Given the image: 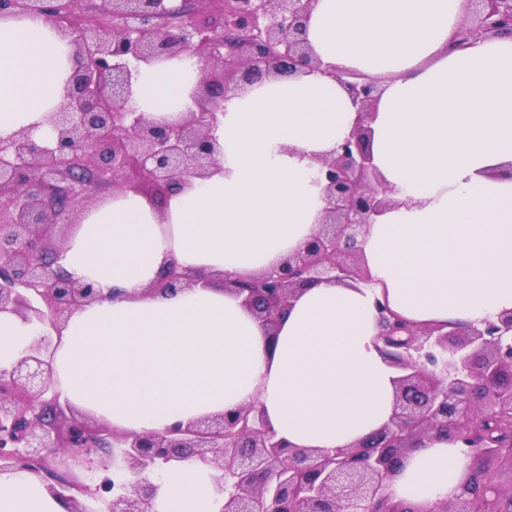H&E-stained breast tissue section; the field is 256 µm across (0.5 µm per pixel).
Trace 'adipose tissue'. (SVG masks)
I'll use <instances>...</instances> for the list:
<instances>
[{"label": "adipose tissue", "mask_w": 512, "mask_h": 512, "mask_svg": "<svg viewBox=\"0 0 512 512\" xmlns=\"http://www.w3.org/2000/svg\"><path fill=\"white\" fill-rule=\"evenodd\" d=\"M468 0H319L306 38L323 64L379 78L373 163L394 203L360 241L369 282L305 288L267 333L225 277L276 265L317 230L310 174L357 114L332 76L269 78L224 104L208 177L163 207L133 191L86 207L61 263L93 284L52 355L63 398L112 429L139 434L255 405L298 449L346 448L389 424L399 376L380 351L376 304L412 324H480L512 311V35L449 41ZM132 107L157 121L195 110L197 60L136 61ZM73 48L43 18L0 15V139L48 141ZM209 279L176 293L151 286L169 264ZM38 328L0 313V366ZM469 470L458 444L430 442L391 480L393 501L434 512ZM217 471L191 459L154 480L150 512H219ZM0 512H63L42 480L0 475Z\"/></svg>", "instance_id": "ef3b65f1"}]
</instances>
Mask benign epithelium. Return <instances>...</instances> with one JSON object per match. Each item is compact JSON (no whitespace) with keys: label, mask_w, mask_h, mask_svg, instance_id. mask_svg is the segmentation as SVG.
<instances>
[{"label":"benign epithelium","mask_w":512,"mask_h":512,"mask_svg":"<svg viewBox=\"0 0 512 512\" xmlns=\"http://www.w3.org/2000/svg\"><path fill=\"white\" fill-rule=\"evenodd\" d=\"M317 0H225L224 33L192 21L189 0H99L112 27L67 29L75 0H0V9L38 16L70 38L76 66L54 138L38 143L21 130L0 140V312L39 327L24 356L0 367V460L45 483L65 512H148L159 485L150 475L195 457L222 472L221 512H416L389 501L386 488L426 440L459 442L469 474L434 512H502L501 492L483 461H512V425L488 437L485 423L512 420V312L480 326L415 327L376 303L383 352L398 379L389 424L348 448L297 450L279 439L253 406L229 410L161 433H118L60 399L48 353L72 310L103 300L58 264L59 238L72 227L109 172L112 187L167 195L180 181L203 178L219 154L211 131L223 103L270 77L322 68L305 29ZM452 48L478 35L512 34V0H469ZM187 56L202 77L197 110L159 123L130 107V60ZM358 112L336 155L323 159L317 183L324 202L317 231L277 266L229 281L267 330L298 292L321 282L370 281L358 242L373 216L392 204V188L372 163L368 126L379 79L336 72ZM207 284L170 265L156 288L175 292Z\"/></svg>","instance_id":"obj_1"}]
</instances>
